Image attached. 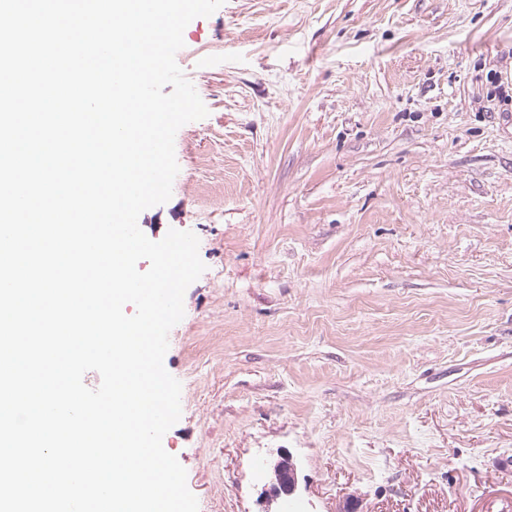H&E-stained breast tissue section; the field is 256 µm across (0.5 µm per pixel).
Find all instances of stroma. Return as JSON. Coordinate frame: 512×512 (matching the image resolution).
Listing matches in <instances>:
<instances>
[{"label": "stroma", "mask_w": 512, "mask_h": 512, "mask_svg": "<svg viewBox=\"0 0 512 512\" xmlns=\"http://www.w3.org/2000/svg\"><path fill=\"white\" fill-rule=\"evenodd\" d=\"M183 39L208 115L138 224L206 266L164 358L199 512H501L512 0H225ZM273 483L270 487L273 493L272 497H277L281 494L291 495L298 487V476L296 467L292 463L289 455L288 457L281 454L279 460L273 466L272 474Z\"/></svg>", "instance_id": "1"}]
</instances>
